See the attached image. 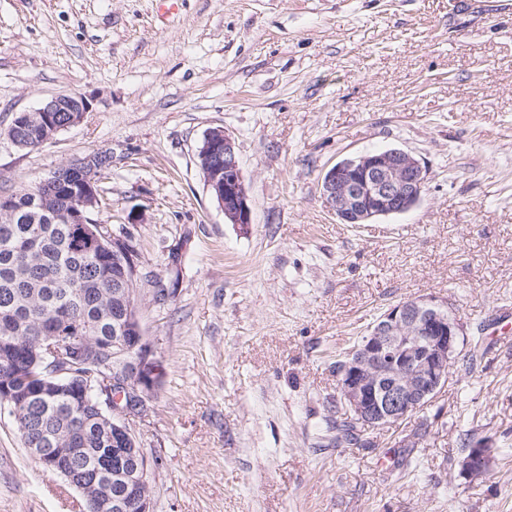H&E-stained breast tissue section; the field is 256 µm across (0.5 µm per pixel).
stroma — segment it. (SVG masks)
<instances>
[{
    "label": "stroma",
    "instance_id": "stroma-1",
    "mask_svg": "<svg viewBox=\"0 0 512 512\" xmlns=\"http://www.w3.org/2000/svg\"><path fill=\"white\" fill-rule=\"evenodd\" d=\"M66 93L79 125L12 144L14 113ZM216 127L250 223H225L197 166ZM391 148L426 167L420 203L342 223L323 175ZM105 149L99 222L131 225L159 274L183 247L166 302L138 291L164 364L140 424L153 512H512V0H0V193ZM429 294L464 328L447 386L337 444L331 362ZM487 437L469 481L461 441ZM79 501L0 409V512ZM494 460L492 439L485 438L475 442L461 459L460 473L469 480H482L492 471Z\"/></svg>",
    "mask_w": 512,
    "mask_h": 512
}]
</instances>
